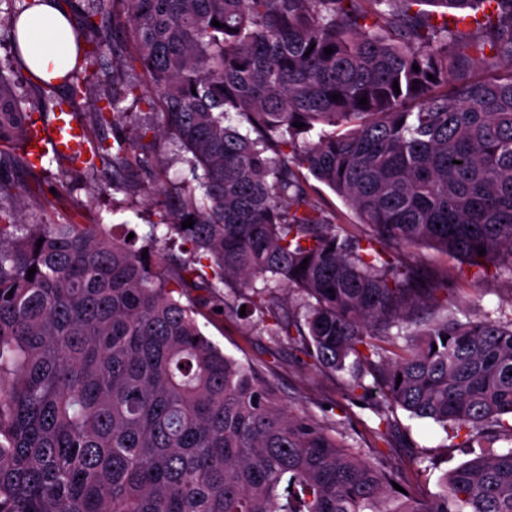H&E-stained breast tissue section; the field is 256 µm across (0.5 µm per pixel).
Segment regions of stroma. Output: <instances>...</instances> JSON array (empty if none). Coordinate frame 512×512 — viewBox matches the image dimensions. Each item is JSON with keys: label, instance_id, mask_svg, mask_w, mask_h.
Listing matches in <instances>:
<instances>
[{"label": "stroma", "instance_id": "1", "mask_svg": "<svg viewBox=\"0 0 512 512\" xmlns=\"http://www.w3.org/2000/svg\"><path fill=\"white\" fill-rule=\"evenodd\" d=\"M0 68L13 82L22 107L38 121L51 118L55 98H41L33 89L34 80L15 59L7 13H0ZM68 160L47 157L42 166L18 167L9 173L17 184L32 186L36 197L22 202L26 222L106 225L117 237L137 233V245H145L152 222L159 219V206L147 191L128 194L113 192L111 185L94 183L80 175L59 184ZM428 272L448 275V303H465L471 313L498 318L512 310V278L488 273L475 278L467 263L430 248L411 251ZM205 334L224 352L260 369L279 388L288 405L311 414L343 432L348 444L371 452L380 448L386 463L407 470L409 489L416 495L438 492L444 473L475 457L480 442L462 447L458 438L446 435L428 420L409 417L403 410L394 414L395 427L387 443L376 438L378 418L373 411L379 396L356 388L351 371L331 373L315 369L288 339L273 341L259 328H248L234 314L204 308L197 316Z\"/></svg>", "mask_w": 512, "mask_h": 512}]
</instances>
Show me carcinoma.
I'll use <instances>...</instances> for the list:
<instances>
[{"label": "carcinoma", "instance_id": "1", "mask_svg": "<svg viewBox=\"0 0 512 512\" xmlns=\"http://www.w3.org/2000/svg\"><path fill=\"white\" fill-rule=\"evenodd\" d=\"M10 2L17 52L35 0ZM87 4L95 48L58 77L56 105L85 97L78 71L112 47L91 120L112 136L71 172L126 193L157 179L168 139L206 203L178 196L144 249L102 224L25 223L4 207L21 193L6 171L32 166L36 119L0 71V512H512V448H495L512 442V317L460 319L446 284L397 255L432 247L512 276V0ZM472 53L493 74L456 81ZM138 67L144 85L127 80ZM130 95L159 111H119ZM311 177L357 223H337ZM241 299L323 370L378 367L355 382L382 397V437L400 408L483 453L439 492H408L380 452L363 458L204 334L198 309Z\"/></svg>", "mask_w": 512, "mask_h": 512}]
</instances>
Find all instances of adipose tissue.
<instances>
[{
    "label": "adipose tissue",
    "instance_id": "obj_1",
    "mask_svg": "<svg viewBox=\"0 0 512 512\" xmlns=\"http://www.w3.org/2000/svg\"><path fill=\"white\" fill-rule=\"evenodd\" d=\"M18 31L23 61L35 75L48 80L73 67L76 56L73 23L50 0L26 11L18 23Z\"/></svg>",
    "mask_w": 512,
    "mask_h": 512
}]
</instances>
